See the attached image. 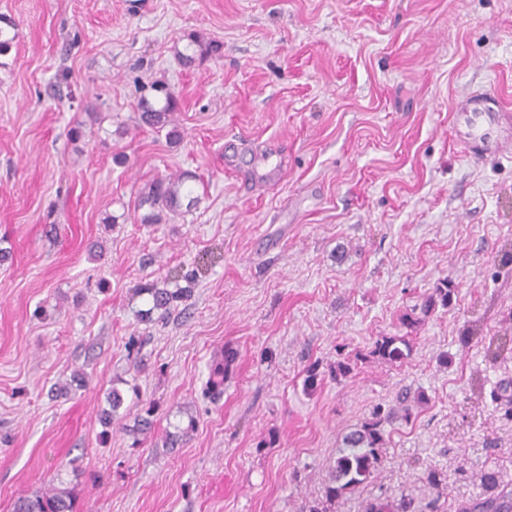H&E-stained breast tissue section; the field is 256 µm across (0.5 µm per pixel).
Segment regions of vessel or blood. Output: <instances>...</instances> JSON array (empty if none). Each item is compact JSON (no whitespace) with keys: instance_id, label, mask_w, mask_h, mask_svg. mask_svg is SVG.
<instances>
[{"instance_id":"b4317fda","label":"vessel or blood","mask_w":512,"mask_h":512,"mask_svg":"<svg viewBox=\"0 0 512 512\" xmlns=\"http://www.w3.org/2000/svg\"><path fill=\"white\" fill-rule=\"evenodd\" d=\"M455 120L467 128L461 140L466 154L479 159L500 152V145L490 143L489 134H502L512 128V109L505 107L495 94L480 93L458 107Z\"/></svg>"}]
</instances>
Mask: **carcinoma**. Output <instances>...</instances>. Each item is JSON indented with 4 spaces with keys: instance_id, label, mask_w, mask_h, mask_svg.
Returning a JSON list of instances; mask_svg holds the SVG:
<instances>
[{
    "instance_id": "1",
    "label": "carcinoma",
    "mask_w": 512,
    "mask_h": 512,
    "mask_svg": "<svg viewBox=\"0 0 512 512\" xmlns=\"http://www.w3.org/2000/svg\"><path fill=\"white\" fill-rule=\"evenodd\" d=\"M191 42L197 47V53L179 54L183 65L190 67L196 60L204 59L218 51L212 42H204L192 37ZM150 89L164 97V103L158 107L146 96H141L138 103L139 119L142 125L158 132L167 130L166 137L171 141L180 138V131L175 124L174 112L177 109V96L167 85L154 83ZM192 179L187 173H173L159 178L149 184L144 192L142 203L149 205L152 211L142 218V223L153 224L161 219L163 213L177 215L182 208H191L197 202L192 191L186 185ZM151 297L150 311L158 312L164 320L172 313L173 303L191 297V290L179 288L172 291L165 287L151 285L142 289ZM453 288H436L421 308L428 314L436 305H448L454 295ZM413 345L407 336H382L376 339L367 353L346 355L336 361V376L346 377L352 373L356 361L373 358L384 362H402L411 356ZM235 359L231 350L224 351V364L213 369L211 383L215 386L224 383L229 367ZM388 418L381 412L374 413L371 418L343 436L345 449L340 456L329 465V478L323 489L321 498L306 506L305 512H332L336 501L370 482L377 471L382 458L385 424ZM478 480L484 490V498L463 512H512V498L500 491V480L497 472L484 470L478 474ZM14 512H74L73 493L67 489L51 488L38 492L33 496H22L14 504ZM363 512H422V507L415 504L411 497H403L395 505L388 502L370 501L365 504Z\"/></svg>"
}]
</instances>
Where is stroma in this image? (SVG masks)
Returning a JSON list of instances; mask_svg holds the SVG:
<instances>
[{
    "instance_id": "obj_1",
    "label": "stroma",
    "mask_w": 512,
    "mask_h": 512,
    "mask_svg": "<svg viewBox=\"0 0 512 512\" xmlns=\"http://www.w3.org/2000/svg\"><path fill=\"white\" fill-rule=\"evenodd\" d=\"M1 26L0 512L48 487L77 512H301L377 408L381 464L336 512H459L484 469L512 493V353L485 351L512 314V159H469L452 123L480 90L512 108V0H0ZM194 36L220 50L187 68ZM154 80L179 143L137 124ZM176 171L196 208L141 223ZM174 269L199 273L185 315L139 321L137 288ZM405 335L404 362L332 376ZM410 336H382L377 338L366 354H347L336 361V377H346L352 373L356 361L360 358H373L384 362H402L411 356L413 345ZM422 507L415 504L411 497L404 496L394 507L393 504L381 501H369L365 504L363 512H423Z\"/></svg>"
}]
</instances>
